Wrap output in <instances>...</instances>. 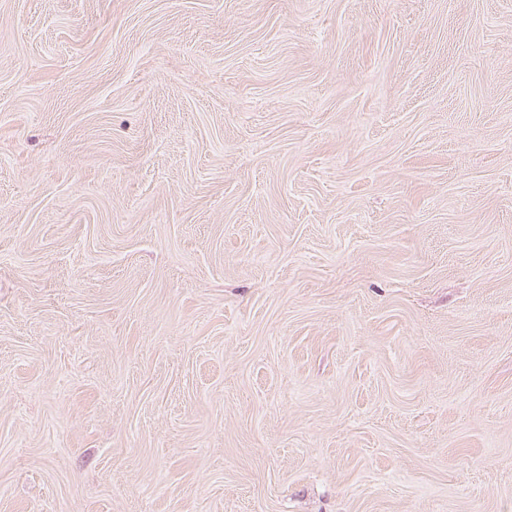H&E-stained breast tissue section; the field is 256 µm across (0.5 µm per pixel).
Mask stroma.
<instances>
[{"label": "stroma", "mask_w": 512, "mask_h": 512, "mask_svg": "<svg viewBox=\"0 0 512 512\" xmlns=\"http://www.w3.org/2000/svg\"><path fill=\"white\" fill-rule=\"evenodd\" d=\"M0 512H512V0H0Z\"/></svg>", "instance_id": "stroma-1"}]
</instances>
